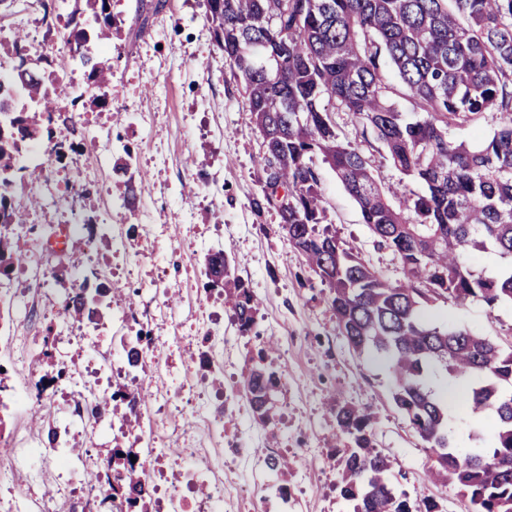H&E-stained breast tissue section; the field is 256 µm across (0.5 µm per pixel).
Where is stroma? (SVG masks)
I'll return each mask as SVG.
<instances>
[{"label":"stroma","mask_w":512,"mask_h":512,"mask_svg":"<svg viewBox=\"0 0 512 512\" xmlns=\"http://www.w3.org/2000/svg\"><path fill=\"white\" fill-rule=\"evenodd\" d=\"M138 0H110L118 35L107 54L112 84L105 104L82 110L80 124L97 133L65 167H45L37 184L16 181L13 203L26 214L29 238L40 240L71 223L73 212L109 215L107 237L93 251L99 274L137 289L132 306L114 304L110 316L86 324L73 335L59 315V303L74 288H93L71 261H38L0 277V364L7 384L17 389L44 374L37 354L45 334L55 338L52 355L69 376L41 401L10 409L0 438L34 440L40 430L31 416L49 414L50 424L68 429L85 458L79 475L64 481L48 455L30 449L24 464L0 480V503L25 497L42 512H108L85 497L115 445L139 448L138 431H127L121 414L94 419L80 391L89 385L108 396L125 384L124 375L97 371L102 356L122 357L137 330L161 338L162 365L147 382L144 415L158 422L157 445L165 454L155 469L158 489L150 512H162L170 495L198 500L197 490L176 473L212 464L224 468L223 512H351L337 489L333 409L343 402L370 407L379 450L395 461L393 483L412 501L432 499L442 512H469L459 488L435 483L427 474L434 462L428 444L394 406L386 368L357 354L340 335L329 307V290L308 272L299 253L279 230L276 211L255 214L251 201L262 192L255 163L261 139L239 88L213 41L203 0H166L150 15L146 33L131 39ZM59 0H28L19 14H0V41L24 28L38 42L53 45L52 69L69 59L54 46L59 36L49 19ZM340 139L358 143L376 179L404 195L420 183L395 170L383 146L362 136L350 115L335 113ZM127 147L140 174L135 209L124 208V186L112 172L113 145ZM326 222L345 248L358 254L383 278L396 282L404 272L391 250L378 246L360 210L335 173L321 166ZM41 205L29 209L30 195ZM221 250L237 275L259 299L255 333L239 335L230 310L204 288V259ZM431 319L476 330L512 346V304L487 311L474 302L459 307L446 300L428 304ZM274 340L273 366L281 373L282 394L274 432L253 417L246 401L226 402L211 385L221 375L237 388L265 340ZM206 359H190V352ZM288 456V474L267 468L270 457ZM288 489L280 500L277 487Z\"/></svg>","instance_id":"obj_1"}]
</instances>
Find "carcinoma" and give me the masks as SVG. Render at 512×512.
<instances>
[{
  "mask_svg": "<svg viewBox=\"0 0 512 512\" xmlns=\"http://www.w3.org/2000/svg\"><path fill=\"white\" fill-rule=\"evenodd\" d=\"M205 2L214 41L262 139V195L252 208L277 211L308 271L328 286L341 335L389 371L395 407L434 451L431 477L457 485L471 512H512V350L468 328L437 324L424 312L438 299L481 301L490 309L512 303V265L477 270L465 260L479 252L512 261V0ZM85 8L95 17L90 30L75 21ZM64 29L63 40L94 89L109 84L112 64L103 57L112 43L109 0H74ZM7 54L32 75L22 85L0 83V99L13 102V111L0 112V230L21 223L10 195L22 145L34 135L52 143L58 121L75 123L74 113L63 116L61 103H80L65 79L48 70V57L31 52L22 30ZM401 97L416 119L398 110ZM334 112L351 113L424 192L394 206L395 192L377 181L359 146L340 140ZM487 112L500 114L501 124L479 143L448 136ZM316 157L335 172L378 244L398 257L404 280L382 278L324 223ZM29 261L25 249L0 235V275ZM204 275L240 335H249L259 303L224 251L207 255ZM120 292L110 281L98 283L91 297L73 291L59 315L94 323ZM436 367L450 380L468 382L470 415L483 414L494 425L490 436L473 427L466 450H459L448 401L428 384ZM280 379L259 350L242 396L265 426L276 422ZM146 398L144 388L127 384L111 396L126 407ZM109 401L96 399L91 413L109 412ZM334 416L344 441L336 449L338 487L353 512H438L437 503L417 504L396 489L393 462L377 449L367 409L342 404ZM132 454L115 446L100 481L108 486L102 502L117 512L146 508L145 473Z\"/></svg>",
  "mask_w": 512,
  "mask_h": 512,
  "instance_id": "obj_1",
  "label": "carcinoma"
}]
</instances>
